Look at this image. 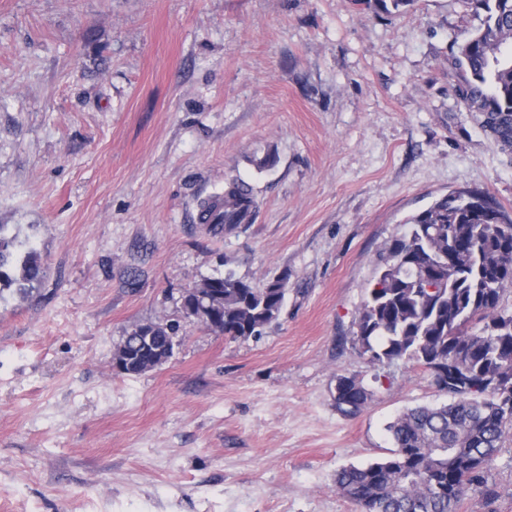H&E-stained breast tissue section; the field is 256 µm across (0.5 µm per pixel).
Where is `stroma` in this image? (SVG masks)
Wrapping results in <instances>:
<instances>
[{
  "label": "stroma",
  "instance_id": "stroma-1",
  "mask_svg": "<svg viewBox=\"0 0 512 512\" xmlns=\"http://www.w3.org/2000/svg\"><path fill=\"white\" fill-rule=\"evenodd\" d=\"M479 24L463 0H0V224L46 265L0 300V512H358L337 470L443 400L353 346L379 251L457 190L512 212V148L458 92ZM231 178L257 208L217 235L196 213ZM228 273L286 277L262 336L184 319ZM158 321L172 357L113 374ZM340 375L373 391L357 415ZM487 485L459 512H512V434ZM140 336H142V328L140 327V325H136L133 329H131V331L127 333V335L124 338L126 348L130 351H133L135 353L136 358V360L130 367L128 375H138L161 365L157 361H152L151 348L148 347L147 353H142V351H144L143 349L145 346H139ZM340 394L335 397L336 410L345 416L360 413L371 400L373 392L358 376L340 375L336 378Z\"/></svg>",
  "mask_w": 512,
  "mask_h": 512
}]
</instances>
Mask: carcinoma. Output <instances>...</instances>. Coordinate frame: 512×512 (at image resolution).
Segmentation results:
<instances>
[{
	"mask_svg": "<svg viewBox=\"0 0 512 512\" xmlns=\"http://www.w3.org/2000/svg\"><path fill=\"white\" fill-rule=\"evenodd\" d=\"M485 12L481 26L457 46L467 77L459 88L468 111L512 147V0H464ZM255 201L231 180L224 186V227L250 221ZM45 276L38 253L19 252L0 224V293L28 294ZM255 288L231 275L203 280L221 293L224 332L262 335L287 293ZM512 288V215L487 194L445 195L409 217L404 231L377 255L374 277L356 317L355 340L368 363L405 359L423 367L447 400L398 415L386 430L390 454L336 472V489L360 512H456L485 487L484 474L506 431L512 404L501 401L499 380L512 378V314L501 307ZM177 326L154 324V347L174 346ZM142 328L124 338L135 353L129 374L159 363L140 345ZM336 410L360 413L373 392L356 375L336 377Z\"/></svg>",
	"mask_w": 512,
	"mask_h": 512,
	"instance_id": "obj_1",
	"label": "carcinoma"
}]
</instances>
